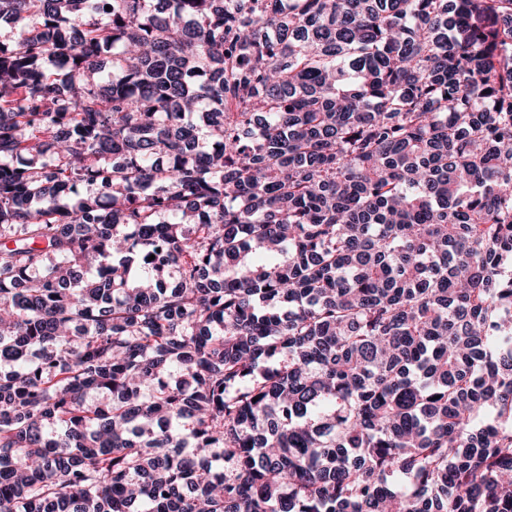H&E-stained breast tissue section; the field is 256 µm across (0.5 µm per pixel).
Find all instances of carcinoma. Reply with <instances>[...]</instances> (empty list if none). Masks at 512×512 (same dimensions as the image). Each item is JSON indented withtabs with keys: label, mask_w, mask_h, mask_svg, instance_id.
<instances>
[{
	"label": "carcinoma",
	"mask_w": 512,
	"mask_h": 512,
	"mask_svg": "<svg viewBox=\"0 0 512 512\" xmlns=\"http://www.w3.org/2000/svg\"><path fill=\"white\" fill-rule=\"evenodd\" d=\"M2 24L0 512H512V0Z\"/></svg>",
	"instance_id": "1"
}]
</instances>
